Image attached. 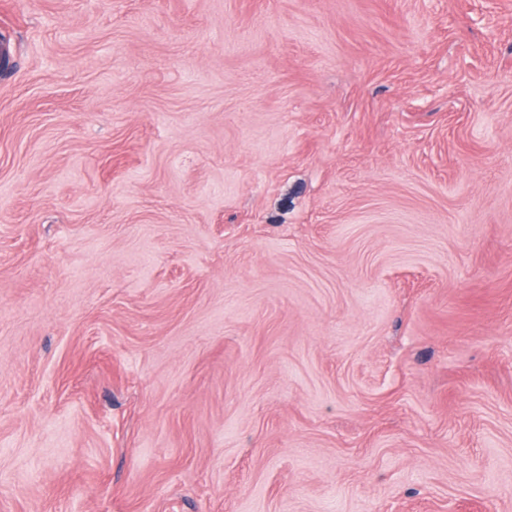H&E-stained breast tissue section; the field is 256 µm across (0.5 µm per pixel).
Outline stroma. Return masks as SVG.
<instances>
[{
  "label": "stroma",
  "mask_w": 512,
  "mask_h": 512,
  "mask_svg": "<svg viewBox=\"0 0 512 512\" xmlns=\"http://www.w3.org/2000/svg\"><path fill=\"white\" fill-rule=\"evenodd\" d=\"M0 512H512V0H0Z\"/></svg>",
  "instance_id": "1"
}]
</instances>
